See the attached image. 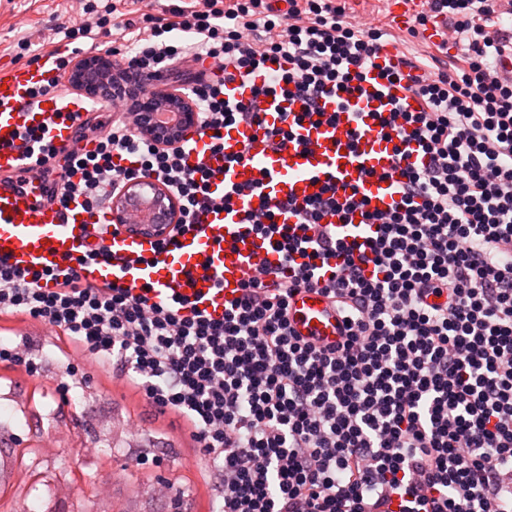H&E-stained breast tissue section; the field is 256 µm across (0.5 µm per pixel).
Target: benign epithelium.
<instances>
[{
    "label": "benign epithelium",
    "instance_id": "benign-epithelium-1",
    "mask_svg": "<svg viewBox=\"0 0 512 512\" xmlns=\"http://www.w3.org/2000/svg\"><path fill=\"white\" fill-rule=\"evenodd\" d=\"M112 60L102 54L83 58L71 68V83L86 97L97 99L112 95L117 84L113 83ZM142 114L141 132L160 144L178 141L188 134L197 123L196 112L183 93L179 90L157 94L145 91L138 101ZM159 112H176L179 118L171 124L157 121ZM174 206L157 201V207L152 210L149 220L142 222V232L150 235H160L168 230V225L174 223Z\"/></svg>",
    "mask_w": 512,
    "mask_h": 512
}]
</instances>
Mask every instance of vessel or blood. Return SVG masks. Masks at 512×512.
<instances>
[{
    "label": "vessel or blood",
    "mask_w": 512,
    "mask_h": 512,
    "mask_svg": "<svg viewBox=\"0 0 512 512\" xmlns=\"http://www.w3.org/2000/svg\"><path fill=\"white\" fill-rule=\"evenodd\" d=\"M388 17L399 31H407L415 16L425 10L424 0H388ZM422 43L448 47L453 35L444 17L433 18L421 30ZM398 42H386L373 67L365 71L364 93L342 105L335 93L323 95L319 106L331 123L306 121L296 139L272 148L267 139L271 126L293 124L304 110L298 95L276 97L265 105L263 123H239L224 131V151L212 153L207 137H194L185 146L189 165L205 163L215 172L210 190L214 195L231 193L235 186L263 180L262 196L237 200L231 208L200 213L197 230L176 237L165 251L155 253V237L140 234L138 214L119 226L107 244L114 260L88 262L83 272L97 283L119 282L132 291L150 288L155 301L167 303L176 296L190 297L209 319L224 317L225 301L236 298L246 281L268 269L283 265L282 256L269 240L246 233L243 210L259 209L262 202L291 199L304 203L320 194L324 185L362 182L368 208L390 212L401 200L399 168L419 164L422 154L410 151L408 159L396 154L394 134L381 132L379 114L403 103L409 111L424 107L407 84ZM55 62L16 65L0 71V258L14 268L57 270L84 255L97 242L96 228L108 223L109 215L87 209L82 199L68 207L41 201L37 191L42 179L27 158L19 139L28 127L48 131L58 149V160L72 151H93L95 142L74 139L76 128L91 114L109 106L108 101L89 103L76 97L50 94L31 103V89L53 76ZM203 70L224 79V99L232 105L252 99L253 77L227 75L224 67L207 60ZM359 210L331 212L324 223L342 228L349 239L363 241L377 227L359 223ZM293 329L319 344H334L342 336V319L329 298L317 290L303 291L291 301Z\"/></svg>",
    "instance_id": "1"
}]
</instances>
